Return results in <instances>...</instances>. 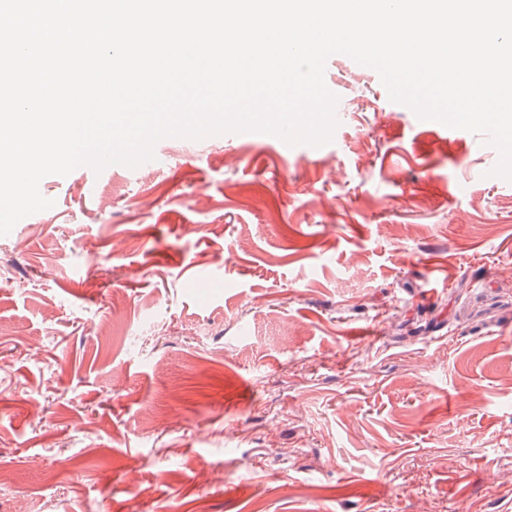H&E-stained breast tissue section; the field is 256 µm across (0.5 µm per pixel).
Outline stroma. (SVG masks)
Returning a JSON list of instances; mask_svg holds the SVG:
<instances>
[{
    "mask_svg": "<svg viewBox=\"0 0 512 512\" xmlns=\"http://www.w3.org/2000/svg\"><path fill=\"white\" fill-rule=\"evenodd\" d=\"M324 81L305 162L167 137L41 181L0 236V512H512V181L373 68Z\"/></svg>",
    "mask_w": 512,
    "mask_h": 512,
    "instance_id": "35a3bbf8",
    "label": "stroma"
}]
</instances>
